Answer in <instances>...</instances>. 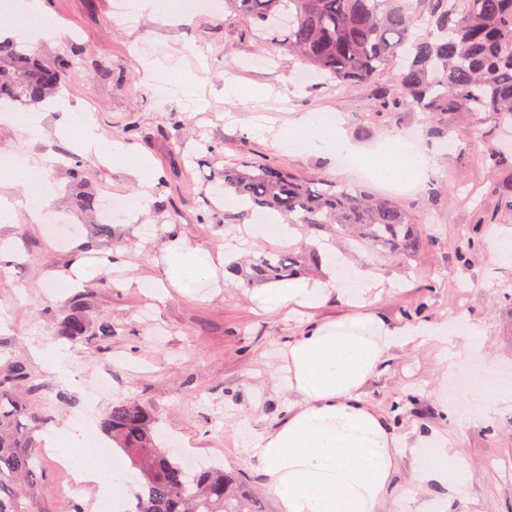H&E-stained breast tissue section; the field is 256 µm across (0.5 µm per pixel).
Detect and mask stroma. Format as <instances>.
<instances>
[{
  "label": "stroma",
  "mask_w": 512,
  "mask_h": 512,
  "mask_svg": "<svg viewBox=\"0 0 512 512\" xmlns=\"http://www.w3.org/2000/svg\"><path fill=\"white\" fill-rule=\"evenodd\" d=\"M114 0H44L59 27L57 36L34 46L51 61L74 58L60 97L94 113L102 135L146 155L160 174L151 202L136 218L112 222L102 235L98 212H73L67 168L77 153L76 138L57 134L56 110L43 113L39 138L24 139L19 128L0 124V155L33 160L56 158L50 173L58 186L49 208L71 215L65 242L50 237L44 224L18 209L12 223H0V365L20 364L25 372L13 395L38 419L27 436L32 473L21 478L25 512H103L97 488L69 490L68 474L38 453L50 436L86 409L87 388L101 377L112 390L97 398L93 426L117 402L133 401L150 409L158 443L175 436L206 464L238 474L258 512H278L249 454L256 436L277 428L288 411V385L281 372L289 342L308 318L336 319L346 308L329 300L312 314L262 311L252 289L225 278L219 285H172L148 295L135 281L164 277L165 249L171 239L191 249L217 254L225 239L243 235L253 218L242 213L236 197L218 193L225 164L272 161L303 180L359 186L382 196L383 184L360 178L356 168L322 157L288 152L275 133L258 137V119H296L310 112L341 113L349 138L373 147L382 140L413 132L422 136V112L380 110L375 100L386 77L375 83L337 90L318 78L298 83L301 62L277 44L258 48L245 17L211 9L189 22L161 21L144 12L134 26L113 14ZM159 48L155 57L141 45ZM157 78L191 83L204 107L174 100L158 103L147 85V69ZM235 80L244 98H224L225 79ZM264 90L251 101L249 94ZM84 188L96 197L123 204L140 187L133 176L113 170L95 157L84 159ZM435 178L446 185L439 199L420 190L402 195L416 224L431 240L417 256L380 255L341 233L322 234V245L335 248L346 265L363 266L387 280L374 309L388 323L445 324L464 317L477 325L484 346L473 365L479 373L512 368V265L496 258V233L512 228V214L497 213L488 174L470 151L440 152ZM223 224H202L208 209ZM496 214L492 226L478 225L480 215ZM474 233L475 247L457 261L458 236ZM96 274L109 271L111 286L95 277L63 288L77 260ZM91 303L93 324L111 326L109 338L88 336L69 341L56 334L58 318L80 297ZM67 351L71 385L46 367V345ZM364 399L391 419L399 441L436 429L463 448L469 469L460 492L440 504L414 480V458L399 453L394 486L382 512H512V397L495 404L477 402L458 373L448 372L438 344L409 345L390 355L380 373L363 389Z\"/></svg>",
  "instance_id": "stroma-1"
}]
</instances>
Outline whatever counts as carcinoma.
Instances as JSON below:
<instances>
[{"mask_svg": "<svg viewBox=\"0 0 512 512\" xmlns=\"http://www.w3.org/2000/svg\"><path fill=\"white\" fill-rule=\"evenodd\" d=\"M224 6L251 19L256 38L279 43L338 89L388 74L379 106L426 113L428 137L453 133L466 150L468 139L477 138L481 160L493 175L497 209L512 213V174H501L512 142L501 148L480 133L487 123L512 121V0H224ZM73 65L72 58L41 61L25 44L1 40L0 103L45 101ZM461 115L470 117V128L456 125ZM219 189L249 211L272 210L309 231L334 224L387 257L413 256L427 241L401 202L331 182L319 188L269 162L225 165ZM96 205V197L84 190L72 195L75 212ZM318 262L314 248L303 255L265 250L247 268L229 269L249 287L286 282ZM56 332L72 341L87 336V304L76 302L58 320ZM21 375L16 366L0 369V392ZM26 419L32 416L25 404L0 405V476L18 478L30 470L28 455L19 451ZM152 424L150 411L135 402L112 405L101 422L102 433L140 472L141 491L130 512H253L240 481L215 466L186 473L155 443ZM0 512H23L20 489L0 483Z\"/></svg>", "mask_w": 512, "mask_h": 512, "instance_id": "cac0c4a2", "label": "carcinoma"}]
</instances>
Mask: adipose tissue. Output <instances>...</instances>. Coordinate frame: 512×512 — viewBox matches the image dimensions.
Instances as JSON below:
<instances>
[{
	"label": "adipose tissue",
	"mask_w": 512,
	"mask_h": 512,
	"mask_svg": "<svg viewBox=\"0 0 512 512\" xmlns=\"http://www.w3.org/2000/svg\"><path fill=\"white\" fill-rule=\"evenodd\" d=\"M43 0H0V37L31 45L56 36ZM340 115L311 112L282 129L281 145L292 152H308L333 159L346 154L360 169L389 185L419 183L436 164V149L399 151L393 140L375 148H362L345 134ZM62 130L76 135L87 154L137 178L139 185L153 183L150 160L97 131L92 113L65 107ZM45 170L38 164L0 165V186L23 187L30 216H38L47 200L39 187ZM165 277L175 286L206 283L214 275L210 254L179 244L167 247ZM322 275L273 283L260 290L263 309L289 313L314 309L329 299L351 307L350 315L334 322L309 321L288 345L285 371L294 399L288 415L273 431L259 435L252 458L266 489L277 499L280 512H381L392 488L398 440L386 419L361 397L362 388L383 367L388 356L407 345L432 340L445 343L449 365L479 353L483 347L478 327L466 319L449 328L425 323L388 326L371 305L383 280L370 269L351 268L341 274L335 250L321 254ZM349 287H341L342 279ZM416 459L417 483L442 490L458 488L466 461L461 448L433 430L406 446ZM75 478L97 483L110 501L112 512H122L133 485L118 469L87 464Z\"/></svg>",
	"instance_id": "1"
}]
</instances>
